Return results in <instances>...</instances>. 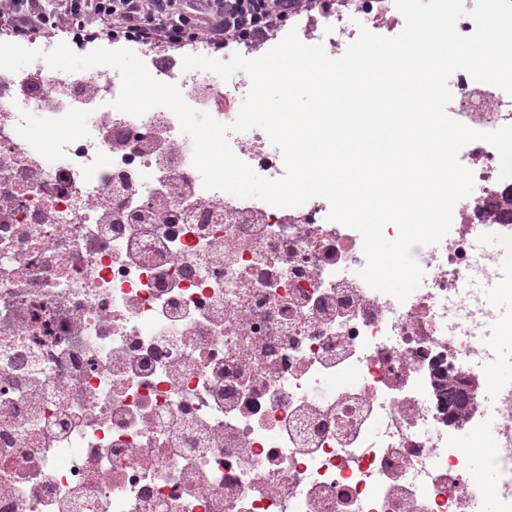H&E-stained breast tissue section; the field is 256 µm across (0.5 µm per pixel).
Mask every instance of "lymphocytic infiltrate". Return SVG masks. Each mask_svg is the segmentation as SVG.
I'll list each match as a JSON object with an SVG mask.
<instances>
[{
    "label": "lymphocytic infiltrate",
    "instance_id": "obj_1",
    "mask_svg": "<svg viewBox=\"0 0 512 512\" xmlns=\"http://www.w3.org/2000/svg\"><path fill=\"white\" fill-rule=\"evenodd\" d=\"M317 0H0V20L19 37L75 29L90 40L142 44L253 43Z\"/></svg>",
    "mask_w": 512,
    "mask_h": 512
}]
</instances>
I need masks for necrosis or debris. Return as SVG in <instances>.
I'll return each instance as SVG.
<instances>
[{
    "instance_id": "1",
    "label": "necrosis or debris",
    "mask_w": 512,
    "mask_h": 512,
    "mask_svg": "<svg viewBox=\"0 0 512 512\" xmlns=\"http://www.w3.org/2000/svg\"><path fill=\"white\" fill-rule=\"evenodd\" d=\"M343 11L300 12L299 39H356ZM134 52L222 123L248 80ZM41 76L44 87L33 89ZM121 76L0 70V512H512V387L492 386L505 322L472 291L501 277L512 222L500 157L461 164L472 193L440 244L417 246L405 302L349 270L361 234L315 197L276 207L205 189L176 116L111 103ZM450 116L512 125V95L457 71ZM267 133L242 161L284 177ZM495 234L501 253L475 256ZM494 419L493 489L459 432Z\"/></svg>"
}]
</instances>
